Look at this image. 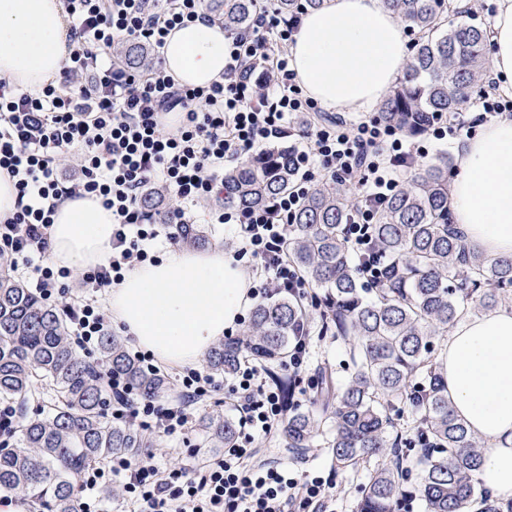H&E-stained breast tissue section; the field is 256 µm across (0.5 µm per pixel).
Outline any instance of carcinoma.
<instances>
[{
  "instance_id": "cac0c4a2",
  "label": "carcinoma",
  "mask_w": 512,
  "mask_h": 512,
  "mask_svg": "<svg viewBox=\"0 0 512 512\" xmlns=\"http://www.w3.org/2000/svg\"><path fill=\"white\" fill-rule=\"evenodd\" d=\"M324 0H275L289 18ZM449 0H382L383 7L415 35L403 78L389 90L378 118L416 137L430 117L456 112L486 73V28L448 23ZM208 10L228 35L251 28L259 0H208ZM123 64L140 70L151 57L144 46L120 49ZM297 178L288 147L275 145L224 173V204L248 212L270 205ZM356 200L355 186L316 187L288 220L284 252L314 290L320 332L349 345L354 375L345 383L326 366L317 368L314 411L294 405L296 382L274 371L288 407L280 429L285 448H307L329 434L336 467L356 468L373 458L393 457L364 485L357 512H397L405 474L395 459L389 407L416 394L417 432L432 447L420 461L424 512H501L479 488L483 444L448 402L439 368L448 326L468 307L489 309L512 292V257L489 259L465 248L448 212V155L413 173L374 213L373 233L390 271L377 285L361 277L348 253L342 226ZM186 245L203 246L194 224L182 228ZM307 320L296 298L280 295L256 303L242 337H227L205 356L206 366L233 374L249 357L263 363L288 357L293 328ZM107 367L123 374L143 397L173 393L161 375L144 372L124 345L106 335L99 343ZM0 400L16 415L11 435L19 447L0 448V495L26 503L29 512H78L77 486L88 468L114 455L136 458L156 444L132 424L109 416L99 365L83 358L69 339L63 308L41 300L0 261ZM42 403L29 413L30 403ZM203 443L228 448L235 420L204 416Z\"/></svg>"
}]
</instances>
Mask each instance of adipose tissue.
<instances>
[{"label":"adipose tissue","mask_w":512,"mask_h":512,"mask_svg":"<svg viewBox=\"0 0 512 512\" xmlns=\"http://www.w3.org/2000/svg\"><path fill=\"white\" fill-rule=\"evenodd\" d=\"M62 0H0V77L37 89L58 79L67 55ZM491 65L512 89V0H499ZM227 36L196 20L168 36L165 70L176 83L223 80ZM303 91L330 111L363 112L403 72L408 48L401 22L380 0H325L303 18L291 46ZM450 209L467 248L512 256V119L465 140ZM52 261L73 276L110 254L112 213L89 198H67L51 227ZM247 270L223 251L171 250L137 265L109 289L113 324L172 366L194 364L233 326L250 300ZM448 400L485 443L479 476L512 498V307L455 322L442 352Z\"/></svg>","instance_id":"obj_1"}]
</instances>
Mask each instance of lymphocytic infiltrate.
<instances>
[{
  "label": "lymphocytic infiltrate",
  "mask_w": 512,
  "mask_h": 512,
  "mask_svg": "<svg viewBox=\"0 0 512 512\" xmlns=\"http://www.w3.org/2000/svg\"><path fill=\"white\" fill-rule=\"evenodd\" d=\"M66 14L72 50L58 82L32 91L0 77V169L14 178L18 198L14 216L0 224V257H9L13 271L42 299L55 302L71 277L49 258L57 200L68 194L111 209L112 255L82 275L91 298L66 307L74 343L85 352L111 326L101 290L152 259L157 240L176 245L181 226L204 204L210 223L240 225L234 255L259 265L255 295L305 296L306 283L282 245L309 184L326 174L362 190L343 235L362 276L378 282L385 270L372 234L373 214L427 156V142H453L512 112V94H500L491 78L469 110L434 118L420 140L375 118L321 120V107L304 96L290 66L287 47L300 19L282 18L268 6L252 30L230 38L223 81L204 88L176 86L156 64L129 70L112 50L136 41L153 55L163 54L173 29L207 17L205 0H66ZM174 110L180 120L166 128L162 116ZM293 125L303 129L292 149L301 173L296 188L261 210L214 205L224 160L281 138ZM67 157L75 158L77 171L63 177L59 167ZM157 183L172 202L164 224L140 204L144 190ZM102 376L122 398L120 419L164 436L186 433L197 405L218 389L213 375L187 368L178 377L182 401L165 405L137 395L120 373L107 369ZM232 391L241 431L222 456L203 467L182 464L166 471L150 461L113 458L110 470L82 474L79 512H97L93 492L107 473L122 485L127 512H336L331 478L254 461L256 441L278 429L287 412L268 369L242 361Z\"/></svg>",
  "instance_id": "f902f5d3"
}]
</instances>
